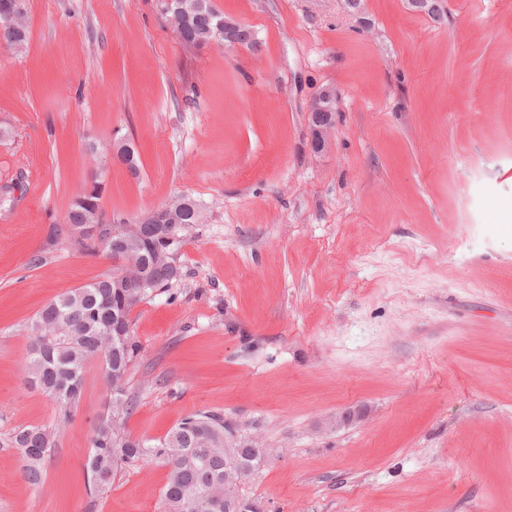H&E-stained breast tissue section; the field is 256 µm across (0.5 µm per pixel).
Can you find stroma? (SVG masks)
<instances>
[{"label":"stroma","mask_w":512,"mask_h":512,"mask_svg":"<svg viewBox=\"0 0 512 512\" xmlns=\"http://www.w3.org/2000/svg\"><path fill=\"white\" fill-rule=\"evenodd\" d=\"M214 2L258 51L184 48L159 0H27V45L0 44V512H163L156 461L89 491L98 362L39 486L9 441L54 418L28 323L112 269L48 242L94 177L110 214L203 213L130 314L132 436L224 414L265 450L262 512H512V0H366L364 28L343 0ZM126 139L139 176L97 167ZM326 102L327 104L324 105ZM332 105L333 101L329 100L326 92H324L321 96L314 98L309 109V125L312 131L313 141L318 149L324 147L325 137L332 128L328 121L329 111L332 109ZM336 112L335 104L330 115L332 122L335 121Z\"/></svg>","instance_id":"obj_1"}]
</instances>
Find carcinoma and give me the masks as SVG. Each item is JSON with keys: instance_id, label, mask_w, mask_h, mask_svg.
I'll list each match as a JSON object with an SVG mask.
<instances>
[{"instance_id": "cac0c4a2", "label": "carcinoma", "mask_w": 512, "mask_h": 512, "mask_svg": "<svg viewBox=\"0 0 512 512\" xmlns=\"http://www.w3.org/2000/svg\"><path fill=\"white\" fill-rule=\"evenodd\" d=\"M185 10L174 19L163 15L179 42L188 49L200 48L224 37V13L213 0H184ZM29 39L28 14L13 19L0 17V42L22 48ZM101 161L119 156L132 175L139 173L137 151L124 149V144L104 146L98 151ZM192 207L180 209L182 202ZM166 208L177 214V223L194 224L197 201L181 196ZM110 215L102 208L101 196L81 193L63 217V223L52 225L49 244L64 235L66 224L102 223ZM112 220L126 227L137 239L129 256H112V271L83 287L66 292L42 307L29 326L30 346L24 371L27 382L38 388L55 405V422L49 426L19 427L11 435V443L21 454L24 478L37 486L43 478L42 462L55 447L57 433L73 418L82 394L86 364L99 361L111 389L110 404L91 428V451L85 468L90 478L91 492L107 494L118 473L126 466L141 461H160L169 468L163 489L165 512H224V464L233 461L250 467V476L259 468L260 458L250 448H239L235 460L224 459L225 449L232 442L225 438L224 415L198 411L172 429L156 444L131 437L126 431V419L132 402L126 395L127 372L137 355L131 338L130 312L142 297L173 281L169 268L158 264L156 251L160 247L159 224H128L118 215ZM150 264L153 287L144 289L143 296L135 288L116 287V277L123 267ZM124 303L125 319L122 332L112 327L113 304Z\"/></svg>"}]
</instances>
